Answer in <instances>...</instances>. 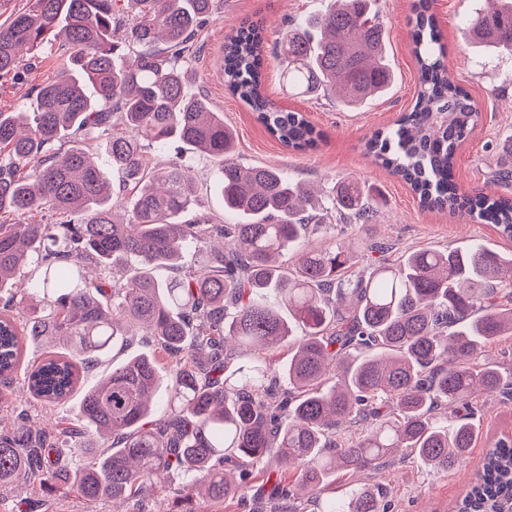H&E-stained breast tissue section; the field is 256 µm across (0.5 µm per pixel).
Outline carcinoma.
I'll list each match as a JSON object with an SVG mask.
<instances>
[{
	"mask_svg": "<svg viewBox=\"0 0 512 512\" xmlns=\"http://www.w3.org/2000/svg\"><path fill=\"white\" fill-rule=\"evenodd\" d=\"M29 0L0 25V78L23 53L57 47L67 67L29 112H0V402L11 398L23 348L60 351L23 372L31 398L50 407L79 397L69 447L73 470L25 414L0 433V488L36 480L88 500L135 496L161 475L190 478L213 501L259 497L269 512H391L379 484L336 495V480L412 460L457 469L478 436L480 397H512V372L484 358L512 336V253L475 244L424 247L368 271L342 242L313 247L333 223L371 224L379 203L353 177L321 188L235 156L224 114L184 90L191 38L216 0ZM379 0H330L321 14L284 28L272 51L293 96L348 109L394 83ZM411 52L418 89L411 109L375 130L372 162L403 180L424 210L492 224L512 239V199L463 193L457 150L479 112L444 58L433 0H413ZM462 37L512 54V0H493L462 24ZM267 27L244 20L224 40V87L284 147L303 152L321 133L299 111L261 91ZM98 132L94 149L58 143ZM181 142L218 162L226 224L195 195L181 154L148 167L145 147ZM36 211L49 222L28 223ZM225 241L205 263L180 266L192 243ZM295 258L293 264L286 256ZM44 268L41 305L18 306L15 276ZM92 264L89 280L74 268ZM158 268L177 274L161 281ZM140 331L163 352L130 358L88 389L80 374ZM288 345L277 368L266 355ZM166 418L153 419L158 403ZM453 419H448V413ZM512 501V438L490 448L458 512H501ZM288 504V510L278 508Z\"/></svg>",
	"mask_w": 512,
	"mask_h": 512,
	"instance_id": "carcinoma-1",
	"label": "carcinoma"
}]
</instances>
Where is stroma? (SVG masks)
<instances>
[{"mask_svg": "<svg viewBox=\"0 0 512 512\" xmlns=\"http://www.w3.org/2000/svg\"><path fill=\"white\" fill-rule=\"evenodd\" d=\"M413 0H379L387 21L390 62L396 73L392 93L358 110H350L329 100L289 95L281 78V61L267 54L264 91L278 106L307 114L323 140L316 149L296 153L282 146L251 112L228 95L216 67L207 57H219L225 37L244 17L263 18L269 39H276L284 19L297 21L322 12L328 0H224L218 13L199 27L192 40L193 53L186 65V89L204 97L211 108L224 115L225 123L237 134L236 153L246 164L268 165L287 170L293 177L311 181L330 191L336 180L351 176L376 187L383 201L376 223L360 227L340 225L339 235H313L315 244L327 247L336 238L350 244H381L389 260L423 247L464 249L479 242L498 252H512V240L502 238L490 224H478L445 212L421 209L411 190L401 180L376 167L364 153V143L375 129L394 123L411 105L415 93L416 64L411 53V5ZM481 0H434L445 61L457 81L471 94L480 121L473 135L460 147L454 169L463 191L490 190L489 173L502 155L504 143L512 140V55L480 51L461 37V22ZM61 72L57 51L45 50L25 55L20 79H0V112H21L30 108L40 87ZM182 152L196 170V190L205 208L223 214L218 164L194 153ZM15 401L0 406V432L14 427L19 410H28L33 425L47 429L69 421L71 404L45 408L34 403L23 381L14 383ZM476 422L479 435L466 464L456 472L443 474L418 468L410 462L396 463L378 475V482L390 490L393 512H451L485 453L493 443L512 437V398L492 394L478 402ZM253 502H214L195 496L185 498L174 484L146 488L129 499L88 501L76 492L59 486L43 489L18 483L0 490V512H255Z\"/></svg>", "mask_w": 512, "mask_h": 512, "instance_id": "1", "label": "stroma"}]
</instances>
